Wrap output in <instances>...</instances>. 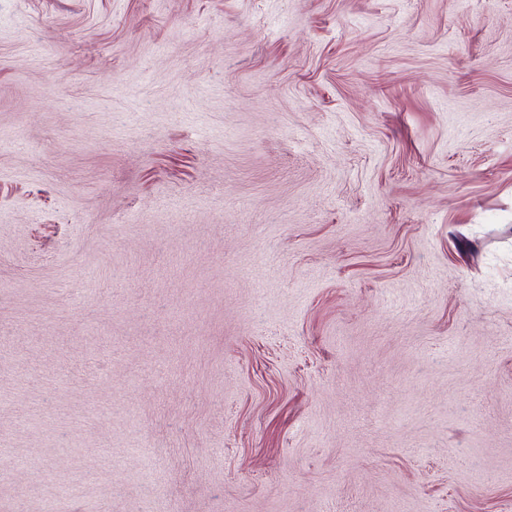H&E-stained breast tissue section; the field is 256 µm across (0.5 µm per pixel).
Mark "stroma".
Wrapping results in <instances>:
<instances>
[{
	"label": "stroma",
	"instance_id": "obj_1",
	"mask_svg": "<svg viewBox=\"0 0 512 512\" xmlns=\"http://www.w3.org/2000/svg\"><path fill=\"white\" fill-rule=\"evenodd\" d=\"M0 512H512V0H0Z\"/></svg>",
	"mask_w": 512,
	"mask_h": 512
}]
</instances>
